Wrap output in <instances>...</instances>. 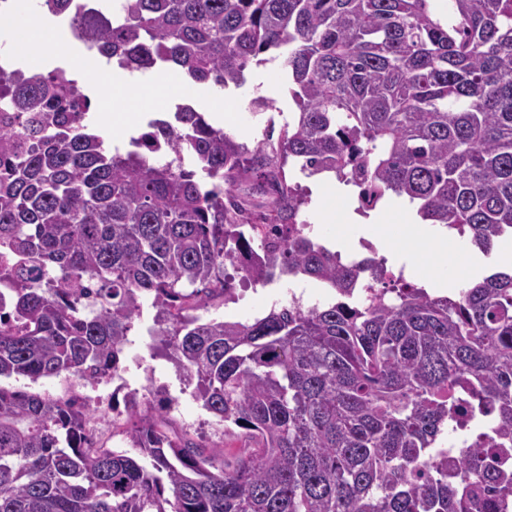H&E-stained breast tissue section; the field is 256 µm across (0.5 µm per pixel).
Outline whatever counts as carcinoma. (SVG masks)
I'll return each mask as SVG.
<instances>
[{"label": "carcinoma", "instance_id": "obj_1", "mask_svg": "<svg viewBox=\"0 0 512 512\" xmlns=\"http://www.w3.org/2000/svg\"><path fill=\"white\" fill-rule=\"evenodd\" d=\"M84 43L123 70L157 65L220 89L281 57L295 117L251 150L190 105L121 153L52 72L0 81V378L97 382L144 304L202 407L244 447L172 437L149 399L124 449L85 442L74 400L0 387V512H489L512 499V266L435 296L375 255L343 266L294 234L333 176L362 208L403 198L484 255L512 241V0H113ZM189 155L194 168L182 164ZM269 193L260 210L237 192ZM266 285L314 280L335 301L252 321L225 262ZM368 273L369 303L351 300ZM494 426L455 459L462 416Z\"/></svg>", "mask_w": 512, "mask_h": 512}]
</instances>
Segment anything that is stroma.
<instances>
[{
    "label": "stroma",
    "mask_w": 512,
    "mask_h": 512,
    "mask_svg": "<svg viewBox=\"0 0 512 512\" xmlns=\"http://www.w3.org/2000/svg\"><path fill=\"white\" fill-rule=\"evenodd\" d=\"M158 74L155 68L131 73L127 86L112 90L113 96L127 100L132 117L130 127L120 130L107 127L103 130L106 140L121 151L129 150L131 137L145 131L149 120L159 117L161 111H174L179 104H188L203 112L213 125L224 128L252 148L265 143L267 139H278L284 126L294 116L295 105L288 92L283 67L277 60L251 67L246 83L239 88L221 90L183 76L177 77L170 97L161 109L156 107L153 100L152 81ZM258 95L269 101L267 110L256 112L251 109L250 101ZM216 97L230 105L235 114L233 121H224L220 114L210 110L209 103ZM286 174L294 183L311 191L310 203L304 209L302 218L314 225L315 236L331 246L336 241L353 238L354 227L343 218L344 213L352 212L357 206L352 192L340 185L334 197L330 198L325 193L329 178H309L292 166L287 167ZM229 274L236 283L232 301L201 309L203 319L245 321L264 316L271 309L276 293L295 283L294 278L284 277L261 286L245 279L237 269H230ZM155 314V309L148 306L144 308L141 318L135 320L131 330L135 346L125 350L122 371L117 377L104 379L95 386L69 375L37 381L11 377L1 379L0 387L25 391L50 400L74 398L83 401L90 409L92 423L106 431H122L130 427L131 417L126 406L128 394L135 392L144 395L151 391L155 394L154 404L160 413L159 422L170 435L188 438L207 450L223 444L231 450H238L239 440L225 438L223 424L194 400L174 365L163 357L160 350L152 348L148 331L154 325Z\"/></svg>",
    "instance_id": "35a3bbf8"
}]
</instances>
